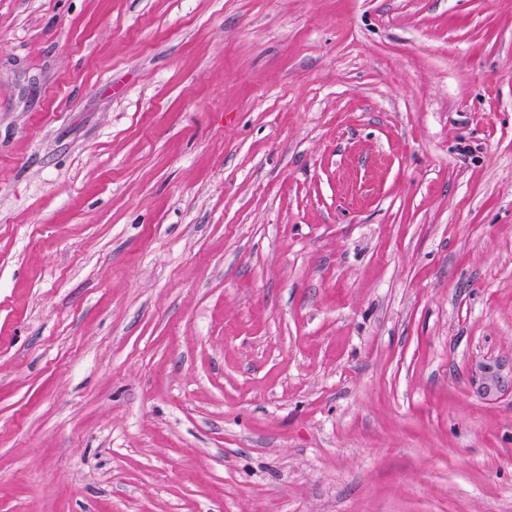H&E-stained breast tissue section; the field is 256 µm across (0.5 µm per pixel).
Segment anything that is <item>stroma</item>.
<instances>
[{
  "mask_svg": "<svg viewBox=\"0 0 512 512\" xmlns=\"http://www.w3.org/2000/svg\"><path fill=\"white\" fill-rule=\"evenodd\" d=\"M0 512H512V0H0Z\"/></svg>",
  "mask_w": 512,
  "mask_h": 512,
  "instance_id": "stroma-1",
  "label": "stroma"
}]
</instances>
